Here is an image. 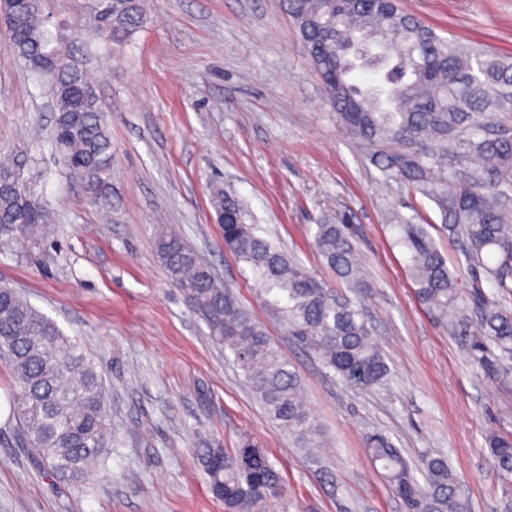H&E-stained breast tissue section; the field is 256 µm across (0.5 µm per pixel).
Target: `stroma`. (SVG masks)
<instances>
[{
  "mask_svg": "<svg viewBox=\"0 0 512 512\" xmlns=\"http://www.w3.org/2000/svg\"><path fill=\"white\" fill-rule=\"evenodd\" d=\"M444 37L512 58V0H402ZM0 25V153L26 149L52 213L54 249L0 253V284L78 339L108 393L112 446L84 487L52 478L0 418V512H225L201 448L250 438L281 476L273 512H407L372 467L365 439L387 437L409 461L448 458L468 512H512V486L489 463L490 433L512 434V376L468 354L470 339L416 299L387 218L427 225L459 282L474 281L442 214L385 178L336 120L280 0H149L147 21L84 68L112 136V203L91 205L49 133L54 114ZM236 196L273 241L365 311L391 369L370 389L347 384L289 335L224 250L212 188ZM345 221L364 266L347 290L314 246L315 225ZM182 237L264 327L300 375L324 445L295 447L232 357L174 288L155 251L162 225Z\"/></svg>",
  "mask_w": 512,
  "mask_h": 512,
  "instance_id": "1",
  "label": "stroma"
}]
</instances>
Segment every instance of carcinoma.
Wrapping results in <instances>:
<instances>
[{"mask_svg":"<svg viewBox=\"0 0 512 512\" xmlns=\"http://www.w3.org/2000/svg\"><path fill=\"white\" fill-rule=\"evenodd\" d=\"M55 0H9L8 48L49 92L55 109L52 140L89 200L106 206L112 182V140L95 84L77 57L69 26L51 21ZM313 67L329 71L348 95L331 100L336 117L383 175L409 182L439 208L448 238L462 243L471 268L496 293L471 285L479 310L470 357L479 366L490 347L512 360V60L439 36L400 0H282ZM146 0H90L85 37L120 46L146 22ZM360 39L380 49L383 87L362 88L359 65L337 60L336 48ZM30 159H0V250L41 245L50 236L48 208L21 186ZM241 223L224 225V251L252 275L267 310L298 342L347 383L372 387L388 366L371 339L363 309L327 288L301 264L256 234L240 201L215 192ZM395 243L408 254L418 302L443 326L468 331L461 289L422 224L395 217ZM316 251L349 288L362 284V268L349 225L318 224ZM157 256L211 341L234 356L268 416L302 448L313 447L317 424L298 374L264 329L202 264L173 228L156 237ZM0 363L12 376V404L26 445L53 477L81 486L102 465L110 444L107 393L90 358L71 337L14 289L0 285ZM492 467L512 478V435L488 438ZM367 453L409 512H464L457 478L441 455L407 461L388 439H367ZM212 492L226 512H264L279 494V475L264 451L245 439L228 451L198 450ZM421 473L419 483L415 473Z\"/></svg>","mask_w":512,"mask_h":512,"instance_id":"cac0c4a2","label":"carcinoma"}]
</instances>
